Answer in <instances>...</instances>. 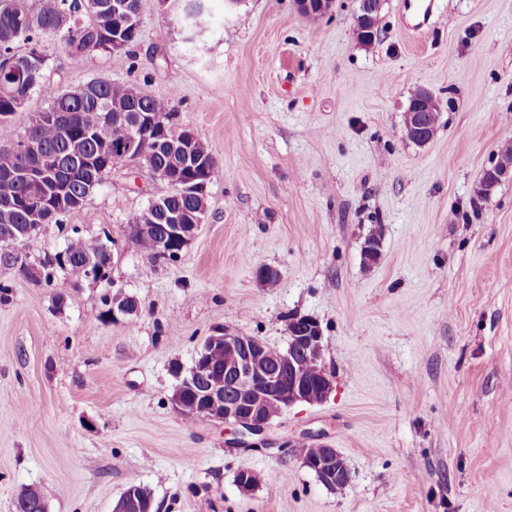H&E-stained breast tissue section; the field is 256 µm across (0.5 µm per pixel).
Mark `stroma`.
Masks as SVG:
<instances>
[{
  "mask_svg": "<svg viewBox=\"0 0 512 512\" xmlns=\"http://www.w3.org/2000/svg\"><path fill=\"white\" fill-rule=\"evenodd\" d=\"M405 2L383 0L369 45L358 0L318 19L295 0H209L199 51L158 0L128 50L77 57L45 36L50 85L107 77L170 100L220 171L177 261L128 233L169 190L132 163L0 261V512L25 488L47 512H112L132 483L157 512H512V180L477 194L512 146V0H436L420 33ZM421 87L441 105L423 147L403 123ZM76 236L114 240L108 280L43 267ZM264 265L275 285L257 283ZM118 292L137 314L109 313ZM294 313L321 325L325 402L284 410L258 449L173 408L214 329L283 349ZM313 438L343 457L342 489L304 465ZM241 471L261 476L250 493Z\"/></svg>",
  "mask_w": 512,
  "mask_h": 512,
  "instance_id": "obj_1",
  "label": "stroma"
}]
</instances>
